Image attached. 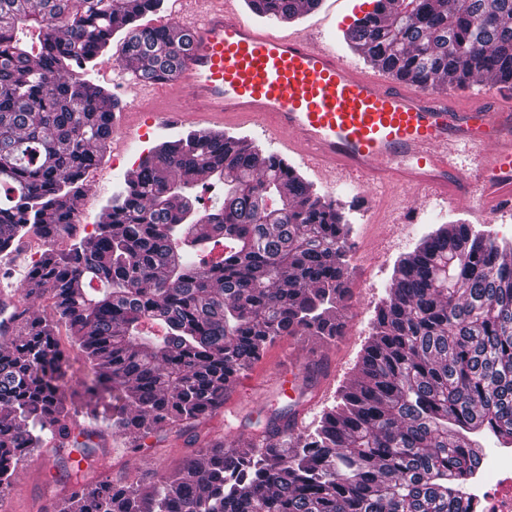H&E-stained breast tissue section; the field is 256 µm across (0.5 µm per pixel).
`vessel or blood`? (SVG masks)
<instances>
[{
    "mask_svg": "<svg viewBox=\"0 0 512 512\" xmlns=\"http://www.w3.org/2000/svg\"><path fill=\"white\" fill-rule=\"evenodd\" d=\"M187 44L159 83L167 120L204 121L212 135L258 123L336 183L416 199L476 198L512 214V90H410L362 71L317 37L262 28L230 0H182ZM471 159L459 164L460 155Z\"/></svg>",
    "mask_w": 512,
    "mask_h": 512,
    "instance_id": "vessel-or-blood-1",
    "label": "vessel or blood"
}]
</instances>
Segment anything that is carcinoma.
Instances as JSON below:
<instances>
[{
	"label": "carcinoma",
	"instance_id": "carcinoma-1",
	"mask_svg": "<svg viewBox=\"0 0 512 512\" xmlns=\"http://www.w3.org/2000/svg\"><path fill=\"white\" fill-rule=\"evenodd\" d=\"M0 0V254L30 233L72 238L13 289L52 299L0 346V502L18 463L72 435L62 388L136 443L224 406L282 336L341 335L350 225L288 163L239 139L191 131L158 144L108 221L77 237L74 199L102 156L119 101L88 78L126 29L118 65L151 79L173 66L168 28L136 21L163 0ZM320 0H247L292 20ZM345 38L399 79L439 91L491 75L512 84V0H375ZM224 196L199 217L195 179ZM440 227L401 260L376 307L358 378L314 430L273 412L259 440L219 439L206 465L143 471L137 485L79 475V512H457L484 450L512 445V243ZM219 256L207 259L216 248ZM88 282L90 287L79 284ZM98 286H93V283ZM65 325L88 371L67 379Z\"/></svg>",
	"mask_w": 512,
	"mask_h": 512
}]
</instances>
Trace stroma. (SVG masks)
I'll use <instances>...</instances> for the list:
<instances>
[{
    "label": "stroma",
    "instance_id": "obj_1",
    "mask_svg": "<svg viewBox=\"0 0 512 512\" xmlns=\"http://www.w3.org/2000/svg\"><path fill=\"white\" fill-rule=\"evenodd\" d=\"M373 7V0H321L316 9L289 21L287 27L292 32L320 33L341 56L377 76L381 73L379 66L367 61L362 51L345 38L354 21ZM123 39L120 32L113 36L93 73L94 82L111 92L121 110L116 114L109 151L87 177V194L73 204L78 220L86 224L98 223L106 215V207L119 186L136 173L132 166L118 164V156L149 157L156 145L194 129L190 123H162L155 114L156 98L137 94L133 74L113 62ZM228 133L265 153L285 156L317 193L339 203L351 224V297L341 308L342 336L327 343L308 337L285 336L276 340L246 374L247 379L256 381V388L231 391L225 396L223 407L201 421L198 431L202 441L191 442L189 433L167 425L147 438L149 452L144 457L136 453L125 436L113 432L110 420L93 418L82 403L72 404L74 429L91 433L90 452L60 448L55 441L45 440L41 449L19 465L6 502L8 512H56L59 500L69 496L72 489L71 481L62 476V468L76 461L85 475L129 484L148 467L170 473L183 460L204 461L205 439L224 436L228 428L238 426L244 437L253 436L254 431L245 427V420L264 419L274 409L293 414L300 429H312L323 410L335 404L337 390L354 382L355 364L372 332L376 307L386 298L401 259L412 254L429 233L454 224L470 225L474 231L502 242L512 241V215H498L490 221L476 219V200L465 198L452 205L436 198L422 206L415 223L396 224L392 221L394 202L386 193L376 192V207H367L363 202L364 188L336 184L327 174L303 166L296 155L285 154L280 142L259 125L232 126ZM314 363L320 366L316 382L299 397L282 391L271 375L275 369L303 371Z\"/></svg>",
    "mask_w": 512,
    "mask_h": 512
}]
</instances>
